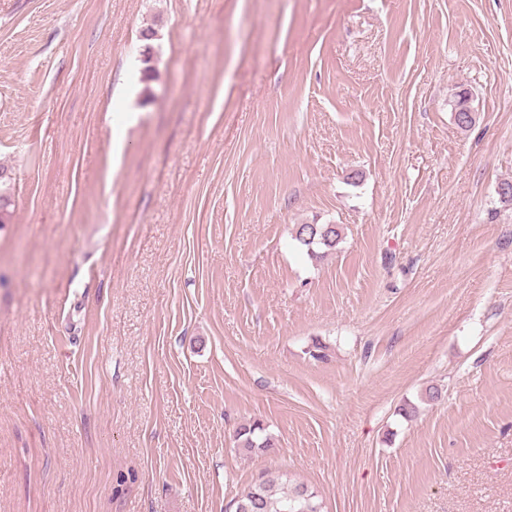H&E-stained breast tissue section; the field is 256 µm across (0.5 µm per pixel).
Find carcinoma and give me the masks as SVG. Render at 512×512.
I'll return each mask as SVG.
<instances>
[{
  "instance_id": "cac0c4a2",
  "label": "carcinoma",
  "mask_w": 512,
  "mask_h": 512,
  "mask_svg": "<svg viewBox=\"0 0 512 512\" xmlns=\"http://www.w3.org/2000/svg\"><path fill=\"white\" fill-rule=\"evenodd\" d=\"M453 106L461 109L454 116L456 125L466 130L473 122L466 119L463 109L469 107L466 92L456 95ZM342 239L341 228L337 224H299L295 229L294 240L312 257L320 252L336 249ZM236 446L248 453L269 454L273 452L270 438L265 436V427L258 420L239 425L233 431ZM235 512H321L317 494L304 484L287 486L283 475L278 471H263L256 482L235 499Z\"/></svg>"
}]
</instances>
